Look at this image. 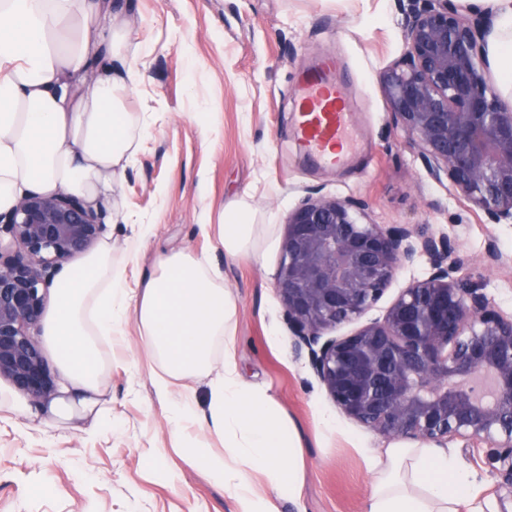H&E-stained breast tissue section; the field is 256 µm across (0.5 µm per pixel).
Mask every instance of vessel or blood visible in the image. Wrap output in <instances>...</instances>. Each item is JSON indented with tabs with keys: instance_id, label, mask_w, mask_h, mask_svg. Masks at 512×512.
I'll return each mask as SVG.
<instances>
[{
	"instance_id": "obj_1",
	"label": "vessel or blood",
	"mask_w": 512,
	"mask_h": 512,
	"mask_svg": "<svg viewBox=\"0 0 512 512\" xmlns=\"http://www.w3.org/2000/svg\"><path fill=\"white\" fill-rule=\"evenodd\" d=\"M298 94L294 134L299 146L321 167L347 165L356 149V116L334 62L306 71Z\"/></svg>"
}]
</instances>
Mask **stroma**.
Instances as JSON below:
<instances>
[{
  "mask_svg": "<svg viewBox=\"0 0 512 512\" xmlns=\"http://www.w3.org/2000/svg\"><path fill=\"white\" fill-rule=\"evenodd\" d=\"M148 49L150 67L128 97L152 122L145 151L116 189L121 208L155 230L129 258L119 226L106 228L129 284L145 283L172 250L207 253L224 273L238 313L234 358L242 379L269 387L300 435L305 468L300 500L279 512H365V455L382 439L346 419L307 360L297 358L273 292L280 254L259 264L225 257L200 225L248 196L260 224L284 225L305 190L364 200L379 224H410L445 235L468 256L486 293L512 312V270L488 266L489 240L512 254V224H490L433 181L396 129L379 86L404 50L403 0H122ZM332 58L362 124L361 150L347 166L319 167L291 131L303 71ZM217 120L206 123L207 113ZM135 320L103 351L112 424L90 435L0 410V512H233L228 491L172 446V427L155 398ZM486 448L458 455L481 482L482 512H512Z\"/></svg>",
  "mask_w": 512,
  "mask_h": 512,
  "instance_id": "1",
  "label": "stroma"
}]
</instances>
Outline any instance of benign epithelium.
I'll return each mask as SVG.
<instances>
[{"instance_id": "obj_1", "label": "benign epithelium", "mask_w": 512, "mask_h": 512, "mask_svg": "<svg viewBox=\"0 0 512 512\" xmlns=\"http://www.w3.org/2000/svg\"><path fill=\"white\" fill-rule=\"evenodd\" d=\"M421 2L404 13L405 51L380 77L394 125L432 179L447 178L487 223L512 224V104L486 59L491 15L455 0ZM105 217L64 193H34L0 213V378L34 404L56 390L33 334L44 286L93 246ZM414 235L410 224L373 222L358 199L306 190L285 222L274 288L294 350L347 419L388 443L485 444L512 489V313L448 237ZM486 255L512 267L493 241ZM421 256L430 273L383 317L327 335L361 318Z\"/></svg>"}]
</instances>
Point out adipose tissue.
Instances as JSON below:
<instances>
[{"label":"adipose tissue","instance_id":"adipose-tissue-1","mask_svg":"<svg viewBox=\"0 0 512 512\" xmlns=\"http://www.w3.org/2000/svg\"><path fill=\"white\" fill-rule=\"evenodd\" d=\"M496 13L488 53L512 89V0H486ZM148 54L118 0H0V213L31 193L111 200L150 134L145 113L127 108ZM247 198L223 209L216 234L226 257L258 262L279 239L252 220ZM41 334L62 376L48 415L55 421H112L102 339L135 318L151 361V384L183 449L230 490L234 512H276L299 499L304 450L269 391L246 385L233 361L236 301L210 256L179 251L144 286L131 287L102 242L56 277ZM208 382L207 410L189 383ZM222 442L220 448L211 439ZM370 474L366 512H462L475 480L454 449L390 443ZM260 472L257 488L248 471Z\"/></svg>","mask_w":512,"mask_h":512}]
</instances>
